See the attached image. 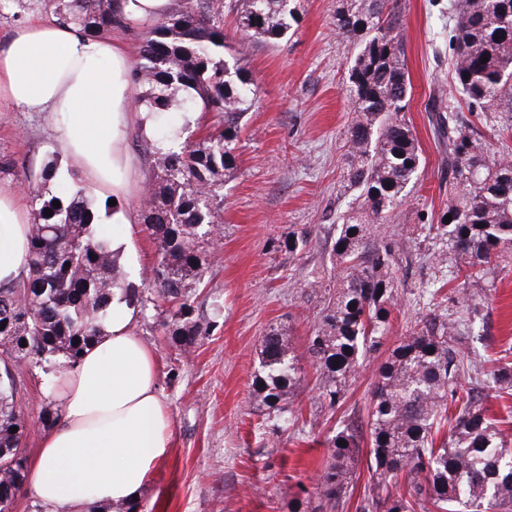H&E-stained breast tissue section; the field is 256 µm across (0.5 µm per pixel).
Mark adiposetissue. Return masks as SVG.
Here are the masks:
<instances>
[{
  "label": "adipose tissue",
  "instance_id": "ef3b65f1",
  "mask_svg": "<svg viewBox=\"0 0 512 512\" xmlns=\"http://www.w3.org/2000/svg\"><path fill=\"white\" fill-rule=\"evenodd\" d=\"M0 100L54 113L62 148L81 179L116 197L138 178L129 138H154L161 123L134 102L132 64L121 42L53 21L18 29L0 50ZM28 220L23 197L0 188V282L21 272ZM136 318V309L115 293L105 336L58 377L61 420L42 438L26 473L47 512L133 504L170 453L156 357L134 334Z\"/></svg>",
  "mask_w": 512,
  "mask_h": 512
}]
</instances>
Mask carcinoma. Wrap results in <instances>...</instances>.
<instances>
[{
	"label": "carcinoma",
	"mask_w": 512,
	"mask_h": 512,
	"mask_svg": "<svg viewBox=\"0 0 512 512\" xmlns=\"http://www.w3.org/2000/svg\"><path fill=\"white\" fill-rule=\"evenodd\" d=\"M388 4L340 0L333 22L339 35L360 48L349 69L353 109L344 144V182L357 196L336 225V288L328 291L307 337L319 398L332 408L392 326L400 295L393 267L416 233H433L446 242L449 253L436 259L442 265L453 256L455 293L473 314L480 300L468 289L480 286L488 266L512 265V158L493 151L451 104L446 112L434 108L432 123L448 143L443 215L452 221L421 224L406 235L381 234L422 168L405 118L412 87L400 16ZM44 5L59 23L91 35L124 23L117 0H44ZM300 11L301 0H246L238 28L275 42L292 30ZM448 35L453 81L469 109L487 120L512 112V0H454ZM139 54L142 63L133 80L144 91L135 97L137 104L167 117L214 112L218 122L203 128L197 143L165 152L142 140L155 171L142 201V221L158 254L144 290L124 282L112 237L96 222L84 186L74 182L46 194L44 187L56 177L49 166L41 183L31 187L35 207L23 275L0 283V324H5L0 327V512H10L21 490L27 467L21 445L30 429L15 373L4 357L50 371L72 367L105 335L117 290L141 311L159 299L172 304L166 326L179 347H193L199 335L191 315L194 290L207 270L203 241L223 223L224 172L236 163L254 83L224 41L223 0H183L180 11L143 32ZM55 200L61 207L53 206ZM457 334V321L426 314L378 366L368 410L371 467L381 489L403 472L408 485L403 494L363 501L360 512H415L424 501L435 512H512V440L470 390L456 385L463 366ZM258 360L253 396L280 418L302 384L286 330L273 328L262 337ZM485 376L499 395L512 393V362L506 358L492 360ZM445 429L448 435L439 437ZM329 448L317 483L322 507H311L306 496L288 503V512L339 509L361 452L358 435L343 424Z\"/></svg>",
	"instance_id": "1"
}]
</instances>
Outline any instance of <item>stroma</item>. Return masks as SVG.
Returning <instances> with one entry per match:
<instances>
[{
	"label": "stroma",
	"mask_w": 512,
	"mask_h": 512,
	"mask_svg": "<svg viewBox=\"0 0 512 512\" xmlns=\"http://www.w3.org/2000/svg\"><path fill=\"white\" fill-rule=\"evenodd\" d=\"M450 0H397L400 37L412 86L406 118L425 160L406 202L387 233L437 223L448 208L444 184L446 148L434 133V102L453 100L463 119L467 104L452 83L448 47ZM293 33L268 44L241 35L237 17L243 0H224V34L240 52L255 85L253 105L237 143L234 169L224 175L221 234L206 243L208 269L196 290L193 317L197 343L183 353L162 326L168 304L143 311L133 326L157 357L158 387L171 418V452L151 475L139 512H288L302 489H314L329 459L327 439L344 418L361 438L352 487L343 512H357L377 478L369 468L367 409L375 371L411 321L429 310L421 293L427 283L447 278L434 259L440 241L425 239L400 257L394 272L401 283L399 313L379 350L367 355L343 404L330 409L316 396L317 372L306 342L336 283L333 244L336 222L354 199L343 186V142L351 117L348 69L356 43L337 35L332 24L337 0H303ZM59 130L48 112H26L0 103V157L23 161L32 177L49 165L58 170V190L77 181L65 154L56 153ZM303 245L288 252L289 234ZM320 277L318 290L302 280ZM485 304L475 326L465 323L462 304L438 310L462 320L458 347L471 359L497 357L512 348V271L490 274ZM287 329L304 380L292 399L297 423H267L256 406L252 381L260 340L270 329ZM20 400L32 425L22 447L34 458L46 429L41 404L60 402L37 369L19 374Z\"/></svg>",
	"instance_id": "35a3bbf8"
}]
</instances>
